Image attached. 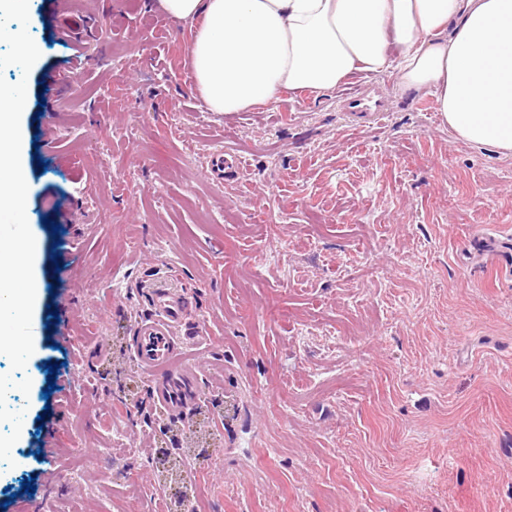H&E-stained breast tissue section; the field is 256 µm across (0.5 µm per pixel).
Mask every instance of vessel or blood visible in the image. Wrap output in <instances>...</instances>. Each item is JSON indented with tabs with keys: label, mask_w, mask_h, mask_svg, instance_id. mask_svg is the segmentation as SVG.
Instances as JSON below:
<instances>
[{
	"label": "vessel or blood",
	"mask_w": 512,
	"mask_h": 512,
	"mask_svg": "<svg viewBox=\"0 0 512 512\" xmlns=\"http://www.w3.org/2000/svg\"><path fill=\"white\" fill-rule=\"evenodd\" d=\"M153 299V313L137 322L129 353L152 382V399L162 415L180 416L203 398L197 364L180 361V333L189 328L192 315L183 292L171 288L163 275L144 283Z\"/></svg>",
	"instance_id": "obj_1"
}]
</instances>
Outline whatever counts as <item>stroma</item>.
Here are the masks:
<instances>
[{
  "label": "stroma",
  "instance_id": "obj_1",
  "mask_svg": "<svg viewBox=\"0 0 512 512\" xmlns=\"http://www.w3.org/2000/svg\"><path fill=\"white\" fill-rule=\"evenodd\" d=\"M29 15L41 56L0 75L27 82L46 291L0 512H512V157L391 70L363 76L373 122L337 89L209 111L180 66L194 26L156 0ZM217 152L237 175H208ZM157 272L204 399L149 428L128 347Z\"/></svg>",
  "mask_w": 512,
  "mask_h": 512
}]
</instances>
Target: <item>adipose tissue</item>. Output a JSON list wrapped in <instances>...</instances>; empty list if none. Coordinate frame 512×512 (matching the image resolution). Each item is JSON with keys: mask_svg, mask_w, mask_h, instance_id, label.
I'll return each mask as SVG.
<instances>
[{"mask_svg": "<svg viewBox=\"0 0 512 512\" xmlns=\"http://www.w3.org/2000/svg\"><path fill=\"white\" fill-rule=\"evenodd\" d=\"M159 2L198 24L189 58L210 111L321 96L353 70L391 68L401 92L435 96L456 139L512 156V0Z\"/></svg>", "mask_w": 512, "mask_h": 512, "instance_id": "adipose-tissue-1", "label": "adipose tissue"}]
</instances>
